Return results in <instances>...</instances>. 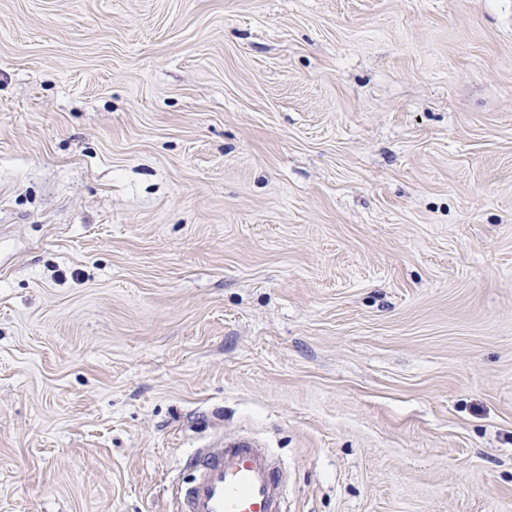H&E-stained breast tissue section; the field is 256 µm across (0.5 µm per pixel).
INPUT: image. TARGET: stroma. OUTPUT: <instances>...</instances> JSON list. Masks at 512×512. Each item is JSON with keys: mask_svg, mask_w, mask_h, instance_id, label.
<instances>
[{"mask_svg": "<svg viewBox=\"0 0 512 512\" xmlns=\"http://www.w3.org/2000/svg\"><path fill=\"white\" fill-rule=\"evenodd\" d=\"M512 512V0H0V512ZM186 463L195 475L177 486L176 512H288L285 471L251 438H225L216 448H199Z\"/></svg>", "mask_w": 512, "mask_h": 512, "instance_id": "1", "label": "stroma"}]
</instances>
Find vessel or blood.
Returning <instances> with one entry per match:
<instances>
[{"mask_svg": "<svg viewBox=\"0 0 512 512\" xmlns=\"http://www.w3.org/2000/svg\"><path fill=\"white\" fill-rule=\"evenodd\" d=\"M195 475L177 486L176 512H288L285 471L248 437L224 439L187 460Z\"/></svg>", "mask_w": 512, "mask_h": 512, "instance_id": "1", "label": "vessel or blood"}]
</instances>
